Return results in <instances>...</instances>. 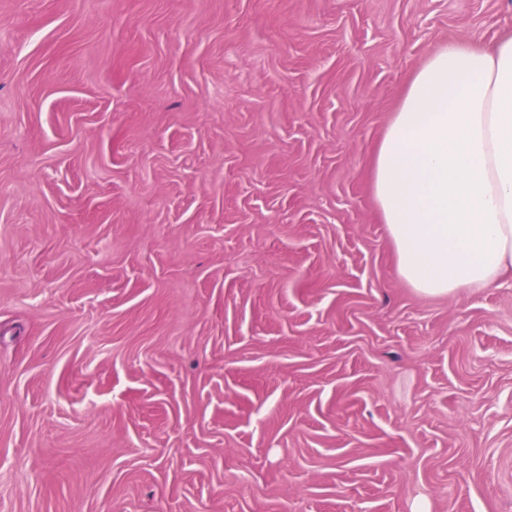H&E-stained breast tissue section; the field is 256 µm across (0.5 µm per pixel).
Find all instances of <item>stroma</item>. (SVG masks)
I'll list each match as a JSON object with an SVG mask.
<instances>
[{
  "label": "stroma",
  "instance_id": "1",
  "mask_svg": "<svg viewBox=\"0 0 512 512\" xmlns=\"http://www.w3.org/2000/svg\"><path fill=\"white\" fill-rule=\"evenodd\" d=\"M512 0H0V512H512V275H399L370 162Z\"/></svg>",
  "mask_w": 512,
  "mask_h": 512
}]
</instances>
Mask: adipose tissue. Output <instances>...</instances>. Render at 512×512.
I'll use <instances>...</instances> for the list:
<instances>
[{
	"label": "adipose tissue",
	"mask_w": 512,
	"mask_h": 512,
	"mask_svg": "<svg viewBox=\"0 0 512 512\" xmlns=\"http://www.w3.org/2000/svg\"><path fill=\"white\" fill-rule=\"evenodd\" d=\"M399 275L424 294L512 270V33L457 40L413 73L373 162Z\"/></svg>",
	"instance_id": "obj_1"
}]
</instances>
